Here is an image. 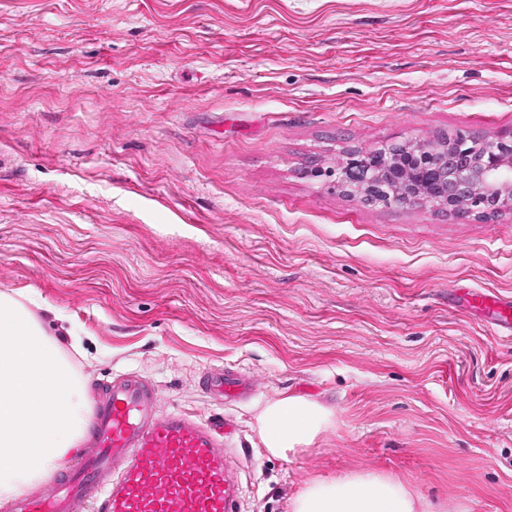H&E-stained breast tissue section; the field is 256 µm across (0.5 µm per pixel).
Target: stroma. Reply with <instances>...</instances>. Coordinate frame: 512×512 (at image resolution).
I'll list each match as a JSON object with an SVG mask.
<instances>
[{"label": "stroma", "mask_w": 512, "mask_h": 512, "mask_svg": "<svg viewBox=\"0 0 512 512\" xmlns=\"http://www.w3.org/2000/svg\"><path fill=\"white\" fill-rule=\"evenodd\" d=\"M512 136V0H0V292L86 383L233 427L241 512L378 470L512 512V210L367 205L348 153ZM224 370L251 395L205 386ZM280 394L334 426L274 456ZM467 302L491 321L498 336L512 337V298L493 291H478L470 293Z\"/></svg>", "instance_id": "35a3bbf8"}]
</instances>
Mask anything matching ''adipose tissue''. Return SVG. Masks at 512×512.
I'll use <instances>...</instances> for the list:
<instances>
[{"mask_svg": "<svg viewBox=\"0 0 512 512\" xmlns=\"http://www.w3.org/2000/svg\"><path fill=\"white\" fill-rule=\"evenodd\" d=\"M333 422V413L317 401L282 395L269 401L256 418L259 439L272 454L310 445ZM291 512H432L409 485L367 471L328 480L314 477L291 500Z\"/></svg>", "mask_w": 512, "mask_h": 512, "instance_id": "obj_1", "label": "adipose tissue"}]
</instances>
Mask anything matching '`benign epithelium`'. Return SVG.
<instances>
[{"mask_svg":"<svg viewBox=\"0 0 512 512\" xmlns=\"http://www.w3.org/2000/svg\"><path fill=\"white\" fill-rule=\"evenodd\" d=\"M349 154L338 165V184L361 199L372 191L381 201L407 207L432 203L457 215L481 210L485 217L512 208V148L502 138H453L434 144H392L371 169Z\"/></svg>","mask_w":512,"mask_h":512,"instance_id":"7a95c632","label":"benign epithelium"}]
</instances>
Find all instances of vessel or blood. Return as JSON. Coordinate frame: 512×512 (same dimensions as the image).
<instances>
[{"label":"vessel or blood","mask_w":512,"mask_h":512,"mask_svg":"<svg viewBox=\"0 0 512 512\" xmlns=\"http://www.w3.org/2000/svg\"><path fill=\"white\" fill-rule=\"evenodd\" d=\"M467 302L497 335L512 337V298L478 291ZM208 387L227 398L247 389L243 376L225 373ZM226 430L221 421L160 415L152 385L125 375L92 411L93 452L56 482L53 495L18 497L11 512H239L236 455Z\"/></svg>","instance_id":"1"}]
</instances>
